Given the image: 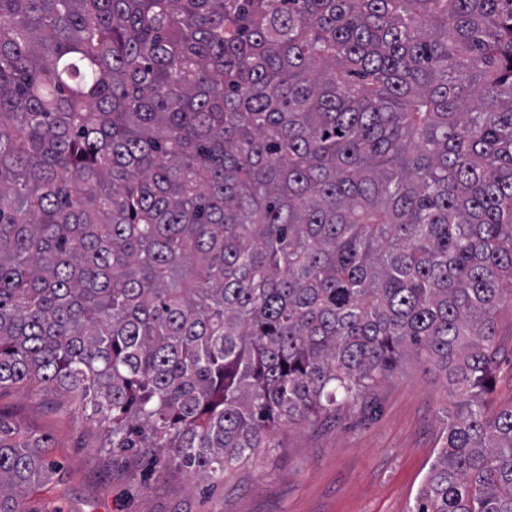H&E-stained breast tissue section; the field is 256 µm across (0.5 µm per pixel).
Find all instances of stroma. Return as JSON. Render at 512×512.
Here are the masks:
<instances>
[{
    "instance_id": "obj_1",
    "label": "stroma",
    "mask_w": 512,
    "mask_h": 512,
    "mask_svg": "<svg viewBox=\"0 0 512 512\" xmlns=\"http://www.w3.org/2000/svg\"><path fill=\"white\" fill-rule=\"evenodd\" d=\"M494 397L512 399V315L499 323ZM49 391L0 393V414L50 433L58 483L35 492L44 512H411L440 447L449 394L436 369L408 365L369 397L316 425L284 424L274 447L210 484L156 464L148 450L103 448L87 410Z\"/></svg>"
}]
</instances>
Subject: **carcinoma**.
<instances>
[{"mask_svg": "<svg viewBox=\"0 0 512 512\" xmlns=\"http://www.w3.org/2000/svg\"><path fill=\"white\" fill-rule=\"evenodd\" d=\"M512 0H0V393L215 482L413 362L411 512H512ZM48 433L0 414V512ZM496 391L494 398L505 403L512 397V317L505 311L499 323L495 362Z\"/></svg>", "mask_w": 512, "mask_h": 512, "instance_id": "carcinoma-1", "label": "carcinoma"}]
</instances>
